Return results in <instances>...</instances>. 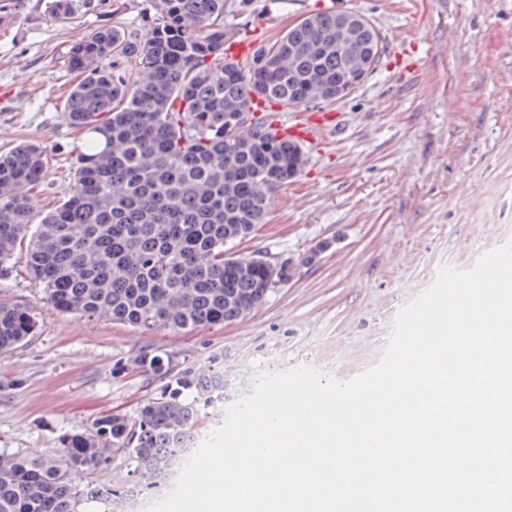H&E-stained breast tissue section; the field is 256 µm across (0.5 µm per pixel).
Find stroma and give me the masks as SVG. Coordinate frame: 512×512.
I'll list each match as a JSON object with an SVG mask.
<instances>
[{"label":"stroma","instance_id":"1","mask_svg":"<svg viewBox=\"0 0 512 512\" xmlns=\"http://www.w3.org/2000/svg\"><path fill=\"white\" fill-rule=\"evenodd\" d=\"M50 3L26 0L0 35V155L44 147L43 213L75 186L70 47L113 22L143 32L150 0H73L58 20ZM328 9L373 23L380 63L332 103L343 130L305 147L302 172L236 246L293 263L294 279L235 321L147 330L58 312L16 251L0 300L28 307L37 328L0 351V454L57 456L62 434L103 414L135 417L186 370L224 381L200 410L201 441L259 371L309 365L351 379L377 363L398 311L440 266L471 267L512 240V0H224V30L238 37L258 26L268 44ZM145 352L169 375L144 366Z\"/></svg>","mask_w":512,"mask_h":512}]
</instances>
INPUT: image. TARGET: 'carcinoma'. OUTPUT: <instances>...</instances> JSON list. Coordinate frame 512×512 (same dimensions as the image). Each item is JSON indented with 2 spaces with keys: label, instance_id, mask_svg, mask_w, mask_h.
<instances>
[{
  "label": "carcinoma",
  "instance_id": "1",
  "mask_svg": "<svg viewBox=\"0 0 512 512\" xmlns=\"http://www.w3.org/2000/svg\"><path fill=\"white\" fill-rule=\"evenodd\" d=\"M144 34L120 23L68 52L81 75L66 99L71 124L86 135L76 150L71 195L37 226L45 150L24 143L0 156V279L27 244L26 270L54 309L136 328L221 325L270 293L263 266L240 271L226 246L264 223L272 196L301 173V147L269 123L236 130L257 95L272 104L336 101L362 66L378 65L381 36L369 21L336 42L356 11L310 14L246 64L224 53V0H152ZM135 64L134 70L125 63ZM36 330L29 309L0 301V351ZM145 402L137 417L99 416L60 438L56 458L0 454V512H115L166 481L168 459L195 441L198 404L221 385L189 372ZM195 390L188 401L181 389ZM128 453L135 482L81 485Z\"/></svg>",
  "mask_w": 512,
  "mask_h": 512
}]
</instances>
